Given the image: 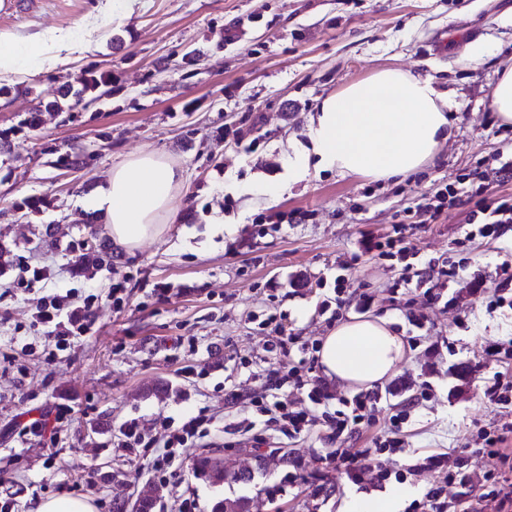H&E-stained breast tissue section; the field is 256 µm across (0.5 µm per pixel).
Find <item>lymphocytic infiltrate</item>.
Listing matches in <instances>:
<instances>
[{
  "label": "lymphocytic infiltrate",
  "mask_w": 512,
  "mask_h": 512,
  "mask_svg": "<svg viewBox=\"0 0 512 512\" xmlns=\"http://www.w3.org/2000/svg\"><path fill=\"white\" fill-rule=\"evenodd\" d=\"M432 270L435 268L430 262L406 263L402 276L393 286L394 291L405 296L404 302L398 305L399 310L417 328L423 327L425 317L412 311L410 293H422L430 305L447 303L449 283L456 275L451 267L439 271V277L435 278ZM31 318L32 326L49 329L59 352L70 350L90 327L89 322L76 320L72 311L51 296L36 298ZM270 350L279 359L297 357L298 365L285 375L272 366L263 369L269 392L252 399L256 414L280 424L282 432L291 437L308 433L319 417L330 430L329 440L366 437V447L336 448L324 456L349 483L361 489H382L386 484H400L408 477L433 472L438 474V481L430 483L423 496L410 504L409 512H512L511 420L481 429L482 447L464 445L423 456L411 448L404 430L409 418L407 407L396 409L388 425L378 429L373 416L380 400L378 392L338 397L321 383L314 374L318 345L292 333L277 337ZM484 358L498 365L499 370L486 383L483 397L488 403L508 407L512 404V377L503 373L502 367L512 363V339L486 345ZM315 405L322 407V415H313L311 408ZM207 421L203 411L181 422L163 418L161 425L167 435L163 452L152 461L154 470L165 473L179 465L181 448L189 440L203 437ZM486 458L495 459L496 467L482 469L480 463ZM471 484L480 488L479 496H466L464 488Z\"/></svg>",
  "instance_id": "1"
}]
</instances>
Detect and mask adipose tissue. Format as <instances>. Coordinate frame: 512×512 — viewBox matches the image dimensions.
Masks as SVG:
<instances>
[{
    "mask_svg": "<svg viewBox=\"0 0 512 512\" xmlns=\"http://www.w3.org/2000/svg\"><path fill=\"white\" fill-rule=\"evenodd\" d=\"M65 34L16 39L0 45V76L38 72L53 61ZM448 101L430 81L383 69L326 96L308 127L309 148L288 159L297 171L316 167L376 181L406 177L431 162L451 136ZM182 175L166 158L144 153L115 165L91 197L115 249L134 255L142 241L181 223L173 201ZM405 356L402 337L385 319L351 318L321 344L328 380L371 387L393 373Z\"/></svg>",
    "mask_w": 512,
    "mask_h": 512,
    "instance_id": "1",
    "label": "adipose tissue"
}]
</instances>
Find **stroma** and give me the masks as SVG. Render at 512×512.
<instances>
[{
    "label": "stroma",
    "mask_w": 512,
    "mask_h": 512,
    "mask_svg": "<svg viewBox=\"0 0 512 512\" xmlns=\"http://www.w3.org/2000/svg\"><path fill=\"white\" fill-rule=\"evenodd\" d=\"M68 30L76 38L55 67L0 77V135L8 140L0 151V245L10 251L0 266V502L27 512L34 500L81 494L97 512H112L153 486L155 512H178L189 496L202 512L241 496L253 498V512H342L357 488L321 466L333 446L327 428L292 439L266 429L246 403L263 394L257 373L275 361L262 320L277 312L283 332L323 340L332 327L321 305L339 275L349 295L372 292L371 315L406 340L395 378L432 385L406 424L412 447L478 448L481 428L512 420V406L482 397L496 371L484 345L512 339V308L486 303L512 258V229L495 240L470 237L474 204L463 180L492 154L512 155V125L489 107L498 70L512 64V0H139L133 13L107 17L97 0H0V34ZM477 41L495 50L475 64L467 56ZM386 68L431 80L447 97L454 135L439 157L387 183L315 170L293 180L287 144L307 143L322 98ZM87 69L111 75L112 95L85 110L74 92ZM48 101L61 111L39 112ZM81 149L90 154L86 168L63 164ZM151 152L183 173L174 200L183 222L144 241L135 256L116 253L111 267L77 275L83 243L106 235L86 222L96 186L118 163ZM268 184L282 185L277 199L265 194ZM444 188L456 191L459 205L435 221L418 212L421 195ZM26 198L37 200L38 212L18 209ZM403 219L410 251L458 271L448 306L429 310L420 329L389 290L403 261L360 252L363 241L383 240ZM24 265L46 268V278L14 288ZM43 295L60 296L71 310L94 300L90 330L51 363L48 339L32 352L14 341ZM442 339L452 352L430 355ZM188 364L204 375H184ZM278 364L284 373L292 366ZM156 386L162 394H153ZM228 387L242 401L225 402ZM57 402L73 408L57 448L18 438L20 423ZM202 408L212 417L209 432L183 449L175 476L154 474L155 447L122 445L128 419L160 443V419ZM207 448L222 451L223 485L191 473ZM285 453L301 458L302 477H291ZM245 469L252 481H236Z\"/></svg>",
    "instance_id": "35a3bbf8"
}]
</instances>
